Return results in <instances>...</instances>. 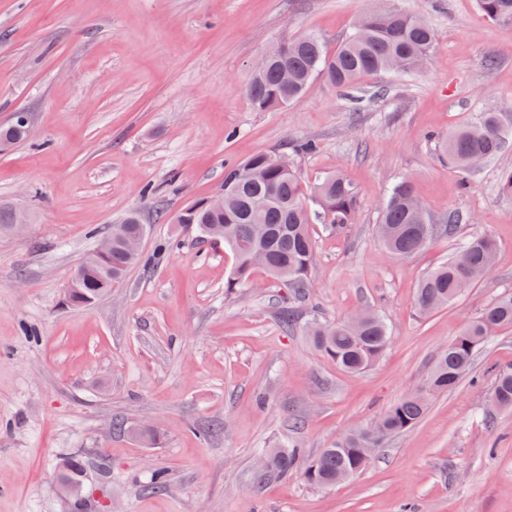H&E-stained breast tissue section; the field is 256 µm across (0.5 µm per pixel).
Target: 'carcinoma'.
I'll return each instance as SVG.
<instances>
[{"label":"carcinoma","mask_w":512,"mask_h":512,"mask_svg":"<svg viewBox=\"0 0 512 512\" xmlns=\"http://www.w3.org/2000/svg\"><path fill=\"white\" fill-rule=\"evenodd\" d=\"M482 16L493 22H512V0H476ZM435 45V33L426 19L398 9L372 11L362 25L331 51L318 36L307 33L269 52V62L252 75L247 97L252 107L267 112L302 96L313 80L324 77L340 92L372 74L407 72L424 65ZM29 127L13 122L0 127V148L24 141ZM500 114L483 113L478 124L448 133L443 151L448 163L471 171L497 155L503 146ZM221 204L198 199L182 209L176 219L193 224L199 234L222 242L235 257L224 282L231 293L251 283L261 269L288 288L303 293L310 284L315 258L312 224L320 221L338 230L352 223L360 206L357 186L343 173L321 178L309 191L289 161L276 165L258 153L229 168ZM412 185L402 180L387 192L379 210L377 233L385 250L406 258L424 249L433 238V222L412 199ZM140 230L135 213L112 225V248L77 268L68 294L73 306L90 305L112 291L128 269L142 259L131 253L128 242ZM496 249L487 236L467 240L460 251L463 262L452 257L426 273L417 288L416 310L427 315L460 299L473 284L489 277L490 255ZM501 327H512V292L503 294L468 323L437 357L425 388L398 401L373 425L343 435L332 447L312 459L298 448L263 450L265 469L280 477L299 470L311 483L329 487L343 473H356L366 464L363 448H380L390 438L414 427L425 415L428 396L457 386L467 374L481 345ZM314 347L347 372L369 367L386 350L390 332L385 319L365 309L343 322L307 328ZM491 404L512 410V368L496 373Z\"/></svg>","instance_id":"cac0c4a2"}]
</instances>
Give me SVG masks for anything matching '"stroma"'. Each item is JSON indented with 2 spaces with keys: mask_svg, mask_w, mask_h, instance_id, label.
Returning a JSON list of instances; mask_svg holds the SVG:
<instances>
[{
  "mask_svg": "<svg viewBox=\"0 0 512 512\" xmlns=\"http://www.w3.org/2000/svg\"><path fill=\"white\" fill-rule=\"evenodd\" d=\"M379 8L430 23L425 68L345 94L319 77L280 109L252 108L259 56L309 32L336 48ZM491 108L512 131V23L486 20L475 0H0V126L30 119L28 140L0 153V204L28 216L0 235V512H512V411L489 405L495 372L512 367V328L345 482L321 488L259 464L261 449L293 443L313 458L374 423L512 292V196L501 190L512 135L470 172L439 144ZM307 140L315 152H298ZM258 152L289 154L306 185L340 171L360 190L352 224L314 225L311 287L296 302L260 271L225 292L233 254L173 221ZM401 180L437 233L393 259L375 226ZM133 211L146 226L142 263L96 303L68 305L77 266ZM453 213L464 221L448 236ZM476 235L497 244L489 278L420 316L418 281ZM364 305L385 316L390 340L349 373L303 326ZM117 421L155 437L139 442ZM65 457L83 462L76 497L56 490Z\"/></svg>",
  "mask_w": 512,
  "mask_h": 512,
  "instance_id": "stroma-1",
  "label": "stroma"
}]
</instances>
